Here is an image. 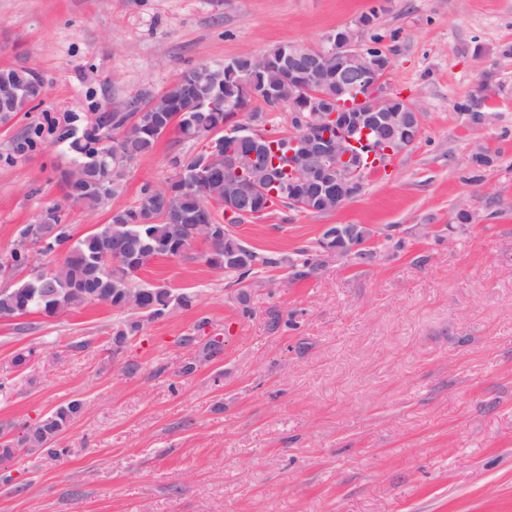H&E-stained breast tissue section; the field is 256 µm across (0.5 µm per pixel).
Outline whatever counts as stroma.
<instances>
[{
    "label": "stroma",
    "instance_id": "stroma-1",
    "mask_svg": "<svg viewBox=\"0 0 512 512\" xmlns=\"http://www.w3.org/2000/svg\"><path fill=\"white\" fill-rule=\"evenodd\" d=\"M368 13L361 41L381 35L390 90L425 113L419 139L335 211L278 206L229 229L289 255L364 224L375 259L323 260L285 288L287 268L265 269L244 305L203 260L152 259L138 283L195 301L117 353L105 305L0 318V433L83 404L65 455L30 451L0 482V512H512V0H0V67L44 82L0 123V256L63 200L62 131L156 99L186 68L317 46ZM189 148L162 137L104 207L69 205L74 236Z\"/></svg>",
    "mask_w": 512,
    "mask_h": 512
}]
</instances>
